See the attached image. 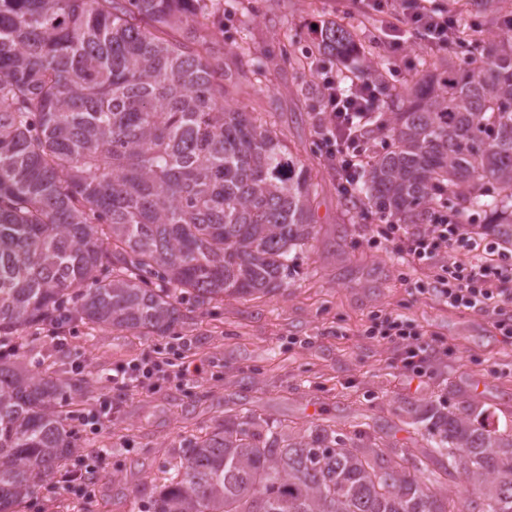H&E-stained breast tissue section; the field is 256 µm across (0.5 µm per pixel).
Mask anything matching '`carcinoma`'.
I'll return each instance as SVG.
<instances>
[{"instance_id":"1","label":"carcinoma","mask_w":512,"mask_h":512,"mask_svg":"<svg viewBox=\"0 0 512 512\" xmlns=\"http://www.w3.org/2000/svg\"><path fill=\"white\" fill-rule=\"evenodd\" d=\"M207 0H0V512L79 454L64 380L24 332L77 322L164 336L226 297L274 294L315 237V185L276 131L227 102ZM339 60L350 34L326 26ZM359 193L404 224L483 216L512 245V44L422 76ZM428 450L293 433L247 411L188 442L151 512H512V431L473 396L415 410ZM463 477L466 510L418 474Z\"/></svg>"}]
</instances>
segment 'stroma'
<instances>
[{
	"mask_svg": "<svg viewBox=\"0 0 512 512\" xmlns=\"http://www.w3.org/2000/svg\"><path fill=\"white\" fill-rule=\"evenodd\" d=\"M227 7L214 49L226 72L262 68V84H242L232 104L275 113L281 138L305 160L318 185L312 208L317 234L296 252V272L274 296L228 298L191 313L170 335L112 330L86 336L70 327L66 347L47 350L41 334L29 340L43 368L69 377L80 362L92 371L85 396L74 397L78 416L112 404L108 430L79 426L80 441L111 449L109 472L96 488L90 512H148L153 491L189 439L204 435L241 409L305 430L316 424L351 435L364 424L363 442L387 447L408 438L414 404L456 406L463 394L512 427V340L479 310L449 307L434 291L445 265L400 258L391 245L372 241L379 213L347 204L336 172L325 159V102L312 53V26H346L385 64L376 82L380 104L406 94L419 71L461 60L460 43L432 47L407 34L401 48L376 43L386 15L363 10L358 0H215ZM471 0H430L432 9L460 13L478 29L481 46L502 43L512 31L507 14L492 19ZM403 318L432 347L425 374L402 365V345L367 336L373 317ZM163 355L169 363L197 365L194 381L171 376L139 395L107 383L119 369Z\"/></svg>",
	"mask_w": 512,
	"mask_h": 512,
	"instance_id": "35a3bbf8",
	"label": "stroma"
}]
</instances>
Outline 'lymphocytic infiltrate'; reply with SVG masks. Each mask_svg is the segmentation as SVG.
<instances>
[{
  "label": "lymphocytic infiltrate",
  "mask_w": 512,
  "mask_h": 512,
  "mask_svg": "<svg viewBox=\"0 0 512 512\" xmlns=\"http://www.w3.org/2000/svg\"><path fill=\"white\" fill-rule=\"evenodd\" d=\"M401 6L413 29L423 31L433 47L447 49L456 35L455 22L428 8L425 0H401ZM321 87L331 126L326 136L330 145L328 157L336 163L339 191L348 194L358 184L360 162L366 151L357 120L364 113L376 110L378 99L373 83L357 74L345 87L340 86L333 76L322 75ZM376 237L391 243L399 254L418 261L440 254L447 256L448 276L439 281L437 293L451 307L483 310L491 316L502 336L512 339V322L503 317L504 310L512 307V296L497 289L498 282L507 276L508 270L486 260V245L471 236L464 225L439 214L432 224L411 234L403 225L389 219L377 225ZM369 333L391 342L405 343L403 367L421 374L423 354L429 347L421 332L400 318L390 316L372 325ZM109 454V449L93 448L76 465L55 472L43 486L45 502L70 495L78 512H83L95 495L93 483L87 482L85 476L107 473Z\"/></svg>",
  "instance_id": "1"
}]
</instances>
